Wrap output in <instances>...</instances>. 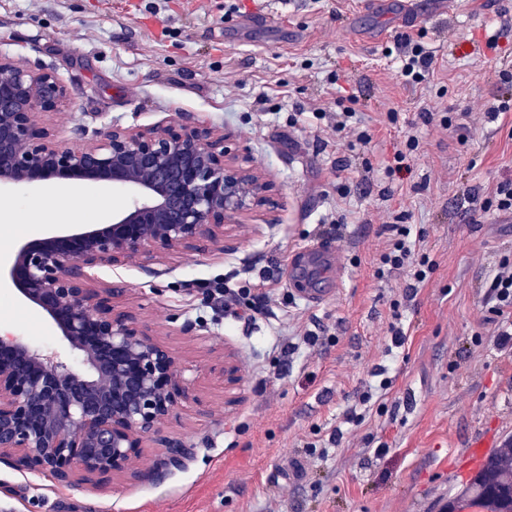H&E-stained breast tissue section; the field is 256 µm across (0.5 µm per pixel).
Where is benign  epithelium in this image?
Segmentation results:
<instances>
[{
    "instance_id": "benign-epithelium-1",
    "label": "benign epithelium",
    "mask_w": 512,
    "mask_h": 512,
    "mask_svg": "<svg viewBox=\"0 0 512 512\" xmlns=\"http://www.w3.org/2000/svg\"><path fill=\"white\" fill-rule=\"evenodd\" d=\"M73 92L50 71L0 55V186L91 182L131 188L137 198L110 224L72 228L22 245L8 271L25 300L53 322L79 363L69 365L0 336V460L60 482L103 484L149 477L142 442L184 402L199 401L186 361L114 311L119 288H91L87 270L158 262L198 243L249 233L243 218L269 202L270 183L242 164L224 132L204 123L146 130L114 125L80 148L43 123ZM224 387L240 381L224 358ZM193 449L164 445L162 467H182Z\"/></svg>"
}]
</instances>
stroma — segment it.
Segmentation results:
<instances>
[{
  "label": "stroma",
  "instance_id": "35a3bbf8",
  "mask_svg": "<svg viewBox=\"0 0 512 512\" xmlns=\"http://www.w3.org/2000/svg\"><path fill=\"white\" fill-rule=\"evenodd\" d=\"M374 2L355 14L352 0H0V53L73 91L46 122L54 138L78 148L114 124L205 122L267 174L276 202L251 213L254 232L227 251L204 241L146 268L92 271L123 289L116 308L191 361L200 401L143 442L145 467L167 439L192 458L99 489L2 461L0 512H443L476 473L470 441L512 440V357L482 323L488 273L512 255V215L480 209L512 179V140L485 117L512 101V0H417L413 36L434 62L416 86L390 54L403 4ZM264 10L286 27L250 24ZM348 109L369 144L335 133ZM450 114L465 129L445 128ZM409 134L420 139L409 171L386 176L382 161ZM134 198L88 182L0 191V265L62 226L111 223ZM399 214L437 263L412 297L403 272L375 274ZM321 239L339 240L345 266L306 279L322 296L310 305L289 287L288 261ZM219 283L261 285L263 314L225 313L210 296ZM396 311L407 340L393 350ZM0 327L76 359L6 284ZM228 355L241 369L229 392L218 373Z\"/></svg>",
  "mask_w": 512,
  "mask_h": 512
}]
</instances>
